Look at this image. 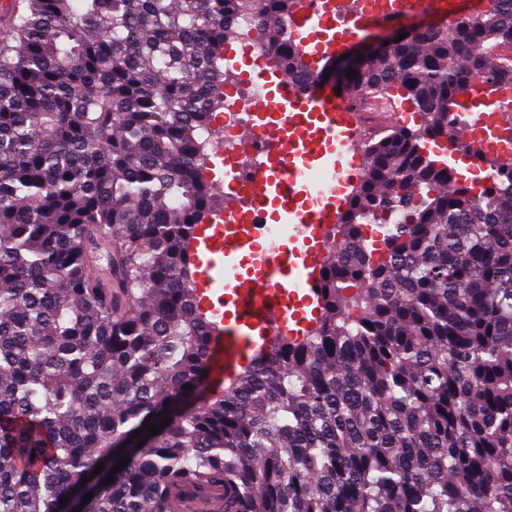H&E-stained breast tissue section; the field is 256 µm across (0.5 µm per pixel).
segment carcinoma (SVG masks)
<instances>
[{
	"instance_id": "1",
	"label": "carcinoma",
	"mask_w": 512,
	"mask_h": 512,
	"mask_svg": "<svg viewBox=\"0 0 512 512\" xmlns=\"http://www.w3.org/2000/svg\"><path fill=\"white\" fill-rule=\"evenodd\" d=\"M498 2L330 78L356 100L400 92L417 127L364 145L313 332L279 338L192 404L210 336L188 243L219 197L202 147L221 101L206 92L224 82L238 2L12 0L0 512H184L197 498L222 512H512V127L509 156L489 158L458 119L474 75L512 84L490 53L512 45V0ZM294 4L255 10L262 50L307 91L328 70L288 37ZM431 140L475 154L489 177L448 187ZM389 214L368 248L365 226ZM167 415L147 436L146 418ZM116 450L130 462L112 484L82 483Z\"/></svg>"
}]
</instances>
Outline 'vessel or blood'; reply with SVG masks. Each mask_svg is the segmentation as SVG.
I'll return each instance as SVG.
<instances>
[{
	"label": "vessel or blood",
	"instance_id": "vessel-or-blood-1",
	"mask_svg": "<svg viewBox=\"0 0 512 512\" xmlns=\"http://www.w3.org/2000/svg\"><path fill=\"white\" fill-rule=\"evenodd\" d=\"M363 25L299 0L288 31L299 48L328 62ZM225 60L267 88V111L248 113L240 133L263 131L276 141L277 160L260 166L251 197L267 223L289 229L283 238L267 235L230 200L191 244L195 288L210 313L212 371L229 384L276 337L307 329L301 308L322 301L317 284L330 259L326 232L347 204L340 186L356 179L361 150L360 114L346 97L323 88L302 93L285 78L270 81L263 59L248 51Z\"/></svg>",
	"mask_w": 512,
	"mask_h": 512
}]
</instances>
